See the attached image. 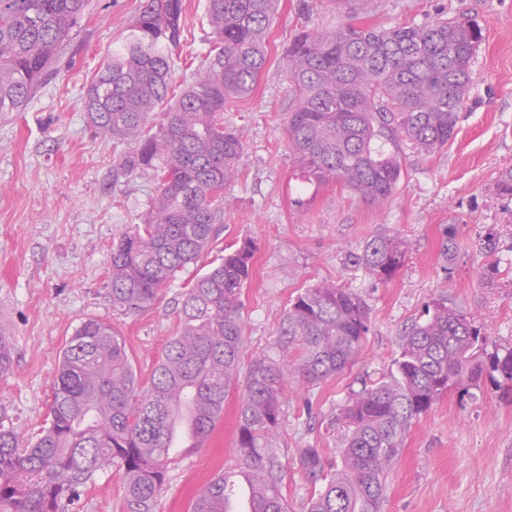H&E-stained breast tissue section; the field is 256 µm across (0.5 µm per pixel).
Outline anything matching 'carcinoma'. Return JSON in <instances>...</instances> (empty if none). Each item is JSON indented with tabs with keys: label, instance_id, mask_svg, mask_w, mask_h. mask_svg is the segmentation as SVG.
<instances>
[{
	"label": "carcinoma",
	"instance_id": "obj_1",
	"mask_svg": "<svg viewBox=\"0 0 512 512\" xmlns=\"http://www.w3.org/2000/svg\"><path fill=\"white\" fill-rule=\"evenodd\" d=\"M88 0H0V112L20 111L43 83ZM278 0H207L210 49L174 93L171 48L186 25L184 0H146L128 35L92 80L85 111L104 136L128 148L115 155L125 176L154 183L143 223L112 250V308H153L175 274L197 262L224 224V190L238 176L245 143L224 126V111L257 87ZM482 39L466 15L427 25L306 29L288 47L293 98L286 112L289 150L307 182L336 183L378 209L403 174L407 142L421 155L448 144L472 84ZM512 198V166L494 183ZM255 249L245 239L182 294L179 328L141 386L123 336L90 319L64 346L51 422L35 440L0 429V504L10 512H60L97 472L124 473L125 512H155L173 461L172 423L192 399L196 428L210 436L224 401L239 387L236 448L245 460L251 512H288L275 448L296 381L317 384L352 362L369 332V307L352 289L320 282L291 301L272 350L240 372L245 324L242 288ZM406 243L374 238L348 262L385 283L404 266ZM491 381L512 399V346L497 345L471 315L445 301L406 327L391 371L351 394L341 409V465L323 473L315 448L299 449L304 468L325 484L304 512H379L386 478L414 421L448 392ZM228 473H217L191 512H225Z\"/></svg>",
	"mask_w": 512,
	"mask_h": 512
}]
</instances>
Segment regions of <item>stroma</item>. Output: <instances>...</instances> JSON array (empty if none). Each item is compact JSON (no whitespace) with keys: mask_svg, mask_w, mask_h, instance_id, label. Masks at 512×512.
I'll return each mask as SVG.
<instances>
[{"mask_svg":"<svg viewBox=\"0 0 512 512\" xmlns=\"http://www.w3.org/2000/svg\"><path fill=\"white\" fill-rule=\"evenodd\" d=\"M144 2L89 0L26 107L0 112V332L14 352L12 370L0 374V424L26 437L40 433L59 354L89 319L121 332L148 383L177 330L181 293L219 263L225 247L248 239L256 252L242 292L244 360L275 340L284 310L308 286L328 280L354 289L370 309L369 332L350 367L315 386L296 384L288 396L278 435L282 492L292 512H301L323 481L301 467L297 449H318L324 466L338 464L342 405L363 381L390 369L402 330L427 305L447 300L493 342L512 343V200L494 190L499 170L512 166V0H362L361 23L389 28L464 13L482 30L455 136L428 156L400 145L404 175L383 210L339 185L298 176L284 125L291 96L285 51L299 32L336 25L340 14L333 0H279L258 87L224 114L245 142L239 177L226 189L224 231L176 273L153 309L134 315L113 310L107 271L121 235L143 223L154 188L115 175L116 148L90 123L84 102ZM184 3L185 31L172 51L176 86L192 80L210 48L206 0ZM298 198L303 206H295ZM375 237L408 246L404 266L385 283L347 262ZM237 421L233 390L218 430L176 456L156 512H190L214 473L243 468ZM386 485L381 512H512V402L490 383L472 398L448 393L411 426ZM122 491L121 471L98 472L65 512H124Z\"/></svg>","mask_w":512,"mask_h":512,"instance_id":"obj_1","label":"stroma"}]
</instances>
